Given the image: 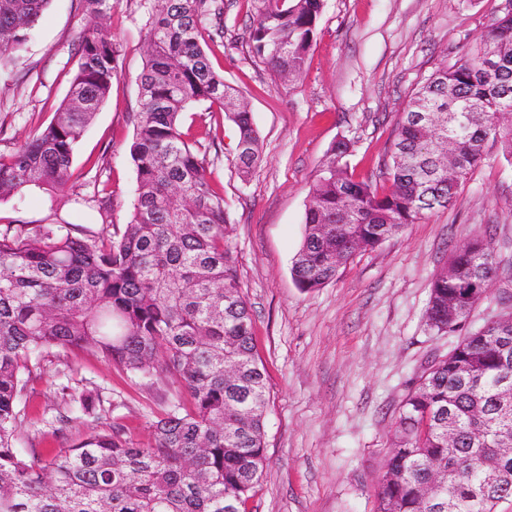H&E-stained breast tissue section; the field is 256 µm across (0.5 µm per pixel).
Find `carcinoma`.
Listing matches in <instances>:
<instances>
[{
	"mask_svg": "<svg viewBox=\"0 0 512 512\" xmlns=\"http://www.w3.org/2000/svg\"><path fill=\"white\" fill-rule=\"evenodd\" d=\"M51 0H0V61L19 58ZM87 27L69 91L48 124L0 154V199L31 187L63 189L73 156L119 73L122 45L104 26L118 0H78ZM139 80L130 157L138 193L124 228L106 235L69 224L0 227V512H247L267 466L266 368L232 256V225L214 161L181 129L193 104H217L247 144L259 143L245 97L213 69L204 46L224 37V0H158ZM324 0H261L252 51L284 80L303 69ZM512 160V9L479 47L443 64L411 94L382 172L388 187L358 181L328 150L310 189L303 239L292 260L297 286L336 279L351 253L374 250L426 213L453 205L484 160L486 145ZM432 282L429 326L461 334L427 364L403 400L395 448L380 481L377 512H496L512 500V330L465 331L490 299L498 266L489 243L455 250ZM456 327L446 331L448 304ZM90 352L143 380L167 376L184 389L151 424L140 447L110 422L96 388L64 400L65 421L84 427L66 448L18 446L26 390L52 350ZM457 430L448 446V427ZM441 484L426 499L432 468ZM495 472L498 486H484Z\"/></svg>",
	"mask_w": 512,
	"mask_h": 512,
	"instance_id": "carcinoma-1",
	"label": "carcinoma"
}]
</instances>
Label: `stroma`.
<instances>
[{"label": "stroma", "instance_id": "stroma-1", "mask_svg": "<svg viewBox=\"0 0 512 512\" xmlns=\"http://www.w3.org/2000/svg\"><path fill=\"white\" fill-rule=\"evenodd\" d=\"M504 4L324 0L306 66L287 82L249 46L260 0H224V39L211 44L209 55L225 82L246 97L260 160L240 178L236 129L209 103L190 107L182 126L215 159L268 376V466L250 512H376L399 406L423 367L458 342L426 324L433 277L454 249L483 238L499 265L494 291L512 292V161L495 148L452 207L357 253L333 282L304 292L291 276L309 190L331 144L342 135L352 139L350 172L381 181L413 89L476 45ZM151 7V0H121L112 15L110 30L122 45L119 76L74 155L77 182L56 193L33 188L0 201V225L21 220L100 228L93 200L98 174L112 188L113 224L129 221L137 188L129 155L132 115ZM85 26L78 0H52L14 70L0 75V154L28 141L62 103ZM93 387L110 402L111 419L141 445L151 439L152 420L182 394L174 380L150 385L103 359L62 351L29 384L28 443L49 448L77 440L81 427L55 432L54 407L62 389L76 394Z\"/></svg>", "mask_w": 512, "mask_h": 512}]
</instances>
